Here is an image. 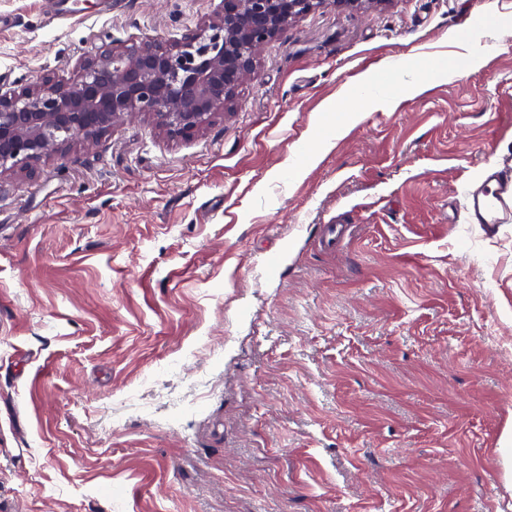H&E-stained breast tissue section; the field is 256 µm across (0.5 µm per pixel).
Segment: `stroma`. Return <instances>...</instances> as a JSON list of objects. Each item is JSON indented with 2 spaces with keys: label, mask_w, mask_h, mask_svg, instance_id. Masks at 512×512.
<instances>
[{
  "label": "stroma",
  "mask_w": 512,
  "mask_h": 512,
  "mask_svg": "<svg viewBox=\"0 0 512 512\" xmlns=\"http://www.w3.org/2000/svg\"><path fill=\"white\" fill-rule=\"evenodd\" d=\"M103 3L0 0V90L222 6ZM420 58L461 66L337 134L354 77ZM488 167L512 0H365L296 20L194 135L143 114L0 177V512H512V223L465 213Z\"/></svg>",
  "instance_id": "35a3bbf8"
}]
</instances>
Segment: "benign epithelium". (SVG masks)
I'll return each instance as SVG.
<instances>
[{"instance_id":"7a95c632","label":"benign epithelium","mask_w":512,"mask_h":512,"mask_svg":"<svg viewBox=\"0 0 512 512\" xmlns=\"http://www.w3.org/2000/svg\"><path fill=\"white\" fill-rule=\"evenodd\" d=\"M362 0H222L183 40L101 46L78 80L50 76L0 93V177L64 145L89 140L126 116L151 114L170 133L192 134L228 111L259 52L318 8Z\"/></svg>"}]
</instances>
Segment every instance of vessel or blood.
Returning <instances> with one entry per match:
<instances>
[{
    "instance_id": "b4317fda",
    "label": "vessel or blood",
    "mask_w": 512,
    "mask_h": 512,
    "mask_svg": "<svg viewBox=\"0 0 512 512\" xmlns=\"http://www.w3.org/2000/svg\"><path fill=\"white\" fill-rule=\"evenodd\" d=\"M468 220L488 230L512 222V170L486 173L468 193Z\"/></svg>"
}]
</instances>
